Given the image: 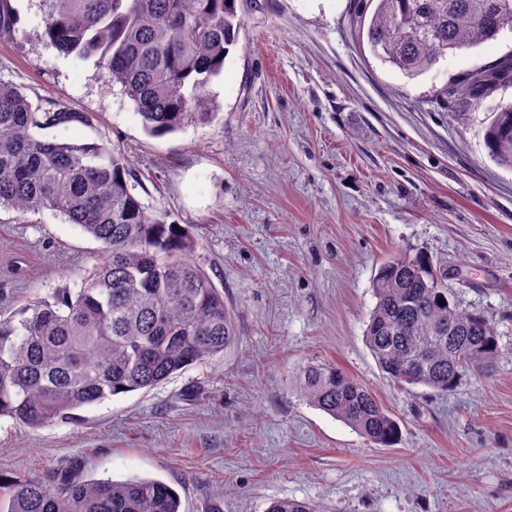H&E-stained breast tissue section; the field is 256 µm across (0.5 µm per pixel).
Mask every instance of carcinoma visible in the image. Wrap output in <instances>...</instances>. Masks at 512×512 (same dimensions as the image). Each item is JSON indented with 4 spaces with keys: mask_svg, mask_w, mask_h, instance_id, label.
Returning <instances> with one entry per match:
<instances>
[{
    "mask_svg": "<svg viewBox=\"0 0 512 512\" xmlns=\"http://www.w3.org/2000/svg\"><path fill=\"white\" fill-rule=\"evenodd\" d=\"M241 0H43L44 40L92 59L133 101L153 136L218 113L208 93L243 28ZM371 52L416 76L455 52L493 40L512 25V0H375ZM11 0H0V38L16 35ZM512 76V58L466 73L443 89L450 102H481ZM88 118L58 103L46 109L0 80V209L21 216L55 211L99 242L102 261L75 289L60 288L0 320V418L36 429L111 396L150 390L224 352L238 336L233 314L206 270L192 260L186 224L146 211L133 192L131 163L111 145L46 139L37 131ZM491 157L512 167V104L485 126ZM364 330L388 381L446 393L467 372L491 374L497 338L482 316L461 308L445 277L417 253L383 264ZM445 304H439V299ZM299 400L391 447L398 419L370 388L334 364H306ZM0 489V512H180L169 484L150 478L91 479L71 466ZM267 512H319L279 499Z\"/></svg>",
    "mask_w": 512,
    "mask_h": 512,
    "instance_id": "obj_1",
    "label": "carcinoma"
}]
</instances>
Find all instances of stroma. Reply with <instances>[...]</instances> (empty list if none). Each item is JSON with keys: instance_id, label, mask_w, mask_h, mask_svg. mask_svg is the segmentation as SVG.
<instances>
[{"instance_id": "35a3bbf8", "label": "stroma", "mask_w": 512, "mask_h": 512, "mask_svg": "<svg viewBox=\"0 0 512 512\" xmlns=\"http://www.w3.org/2000/svg\"><path fill=\"white\" fill-rule=\"evenodd\" d=\"M369 0H243L245 23L209 91L219 115L156 137L93 61L42 38L41 0H12L0 79L49 108L90 116L48 138L123 149L146 210L189 224L192 255L233 310L237 342L150 391L31 430L0 420V479L79 462L95 479L156 478L183 512H267L293 498L322 512H512V168L484 120L512 85L467 104L440 91L512 55V31L410 78L374 57L358 16ZM402 253L445 270L483 315L496 369L445 394L384 379L363 332L380 266ZM98 242L52 211L0 212V317L77 287ZM333 363L400 420L392 447L299 401L298 366Z\"/></svg>"}]
</instances>
